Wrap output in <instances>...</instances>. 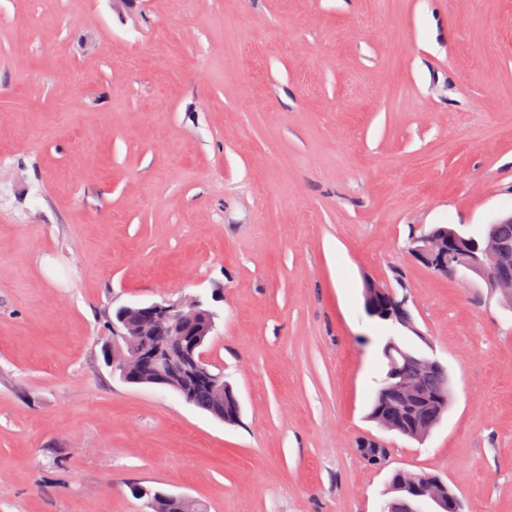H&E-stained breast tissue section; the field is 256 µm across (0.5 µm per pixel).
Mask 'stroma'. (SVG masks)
Listing matches in <instances>:
<instances>
[{
	"label": "stroma",
	"mask_w": 512,
	"mask_h": 512,
	"mask_svg": "<svg viewBox=\"0 0 512 512\" xmlns=\"http://www.w3.org/2000/svg\"><path fill=\"white\" fill-rule=\"evenodd\" d=\"M511 211L512 0H0V512H380L396 470L512 512V311L407 251ZM368 278L453 382L424 441L367 417ZM191 298L236 424L104 360ZM143 487V486H140ZM145 488L146 492L143 493ZM133 493L139 497H147L151 501L153 512H182L176 501H173L172 494H167L160 491H154L151 488L143 487L136 489L133 488ZM142 495V496H141Z\"/></svg>",
	"instance_id": "obj_1"
}]
</instances>
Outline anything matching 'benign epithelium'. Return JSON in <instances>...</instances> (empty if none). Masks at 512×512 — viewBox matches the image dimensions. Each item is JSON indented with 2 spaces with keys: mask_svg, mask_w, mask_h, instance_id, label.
<instances>
[{
  "mask_svg": "<svg viewBox=\"0 0 512 512\" xmlns=\"http://www.w3.org/2000/svg\"><path fill=\"white\" fill-rule=\"evenodd\" d=\"M411 256L440 276L466 279L475 275L498 293L502 306L512 310V244L486 231L477 236L451 230L427 232L411 240ZM112 324V372L117 363L124 369L143 366L159 375V382H177L187 395L203 384L213 389L220 375L203 372L206 363L202 337L215 330L213 314L198 302L183 305L154 302L119 309ZM137 336L123 355L119 337ZM446 487L440 478L431 479L415 492L419 503L432 502L437 512H446Z\"/></svg>",
  "mask_w": 512,
  "mask_h": 512,
  "instance_id": "benign-epithelium-1",
  "label": "benign epithelium"
}]
</instances>
